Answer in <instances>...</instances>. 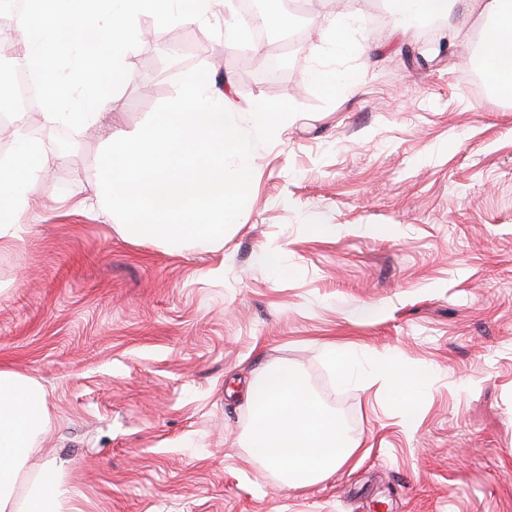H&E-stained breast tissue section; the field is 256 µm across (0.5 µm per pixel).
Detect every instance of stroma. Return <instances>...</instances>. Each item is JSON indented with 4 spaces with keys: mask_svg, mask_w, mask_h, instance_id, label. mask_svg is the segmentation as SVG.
Returning <instances> with one entry per match:
<instances>
[{
    "mask_svg": "<svg viewBox=\"0 0 512 512\" xmlns=\"http://www.w3.org/2000/svg\"><path fill=\"white\" fill-rule=\"evenodd\" d=\"M235 18L214 0L174 61L140 42L112 113L139 129L198 66L236 111L300 107L254 149L223 253L132 240L82 207L99 126L47 148L24 240L0 250V369L44 391L40 459L82 512H512V102L471 80L479 20L453 41L397 35L389 13L345 46L312 37L274 89L267 42L220 37ZM323 65L335 95L311 78ZM379 356L429 374L413 425L368 378ZM280 364L355 448L305 485L248 442L245 390Z\"/></svg>",
    "mask_w": 512,
    "mask_h": 512,
    "instance_id": "obj_1",
    "label": "stroma"
}]
</instances>
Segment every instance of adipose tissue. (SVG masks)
<instances>
[{
  "label": "adipose tissue",
  "mask_w": 512,
  "mask_h": 512,
  "mask_svg": "<svg viewBox=\"0 0 512 512\" xmlns=\"http://www.w3.org/2000/svg\"><path fill=\"white\" fill-rule=\"evenodd\" d=\"M459 0H389L399 25L412 13L439 16L448 35L459 31ZM481 21V67L499 96L512 100V0H475ZM38 140L19 137L11 157L0 163V248L19 238L26 205L40 193L37 172L49 164ZM377 373L388 383V396L400 406L427 373L414 372L389 360H379ZM247 402L255 409L251 442L264 459L289 481L306 484L335 472L354 450L335 420L325 416L290 366L256 373ZM46 416L38 383L0 370V512H78L74 493L58 482L48 463H34L36 433Z\"/></svg>",
  "instance_id": "1"
}]
</instances>
